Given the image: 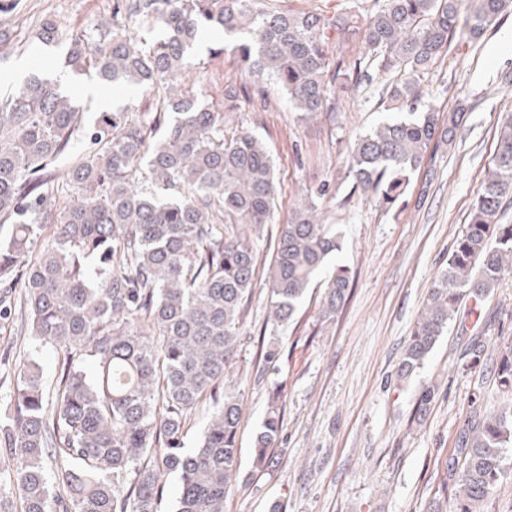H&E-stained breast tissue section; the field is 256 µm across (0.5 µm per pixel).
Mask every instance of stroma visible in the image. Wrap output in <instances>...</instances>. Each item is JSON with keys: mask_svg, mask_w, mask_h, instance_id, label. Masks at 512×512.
<instances>
[{"mask_svg": "<svg viewBox=\"0 0 512 512\" xmlns=\"http://www.w3.org/2000/svg\"><path fill=\"white\" fill-rule=\"evenodd\" d=\"M112 0H16L0 13V74L27 61L31 73L60 79L64 94L102 112L95 77L64 74L63 54L72 38L95 41L96 26L111 18ZM47 19L62 38L56 46H35L32 38ZM223 37L208 39L193 54L188 74L199 97L223 110L227 81L243 76ZM213 47L220 56H210ZM386 79L375 73L371 85L341 94L335 117L306 119L294 112L274 82L263 88L267 111L245 102L225 112L224 126L263 138L278 177L279 222L321 183L331 193L322 202L326 223L340 235L341 252L328 260L309 288L299 311L301 322L283 335L280 373H258V337L266 324L269 285L258 276L230 378L243 396L239 431L241 479L230 492L226 512H269L281 502L285 512H432L440 473L456 434L475 412L488 413L502 400L490 367L478 363L461 370L464 342L449 329L423 368L411 378L398 376L399 362L421 312L429 286L467 224V215L485 171L491 167L498 122L512 111V10L473 43L452 45L421 83L425 104L440 112L467 99L466 120L450 147L435 162H423L406 196L401 215L382 211L373 193L355 191L345 162L356 135L384 120L377 107ZM433 177H426L427 169ZM351 271L343 308L334 320L316 319L319 300L336 264ZM489 328L482 339L496 355L512 339V270L506 271L481 311ZM286 383L283 429L274 465L254 463L253 438L266 412L271 385ZM435 397L422 423L413 420L426 387Z\"/></svg>", "mask_w": 512, "mask_h": 512, "instance_id": "obj_1", "label": "stroma"}]
</instances>
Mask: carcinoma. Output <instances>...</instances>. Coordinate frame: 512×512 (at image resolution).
Returning <instances> with one entry per match:
<instances>
[{
    "label": "carcinoma",
    "instance_id": "1",
    "mask_svg": "<svg viewBox=\"0 0 512 512\" xmlns=\"http://www.w3.org/2000/svg\"><path fill=\"white\" fill-rule=\"evenodd\" d=\"M382 0L359 24L272 9L267 0H114L100 39L71 40L66 67L141 89L152 112L127 103L92 122L58 82L29 76L0 100V320L9 335L63 355L52 396L34 356L14 363L0 415V512H160L162 476L179 479L176 512H225L240 476V395L229 385L258 267L256 241L278 208L276 168L263 139L227 134L224 113L183 83L191 51L210 32L233 43L241 71L274 80L304 117L336 112V88L394 73L379 107L398 114L350 144L352 188L371 191L386 212L401 208L426 155L450 145L465 107L448 115L422 104L421 80L454 42L480 37L512 0ZM160 28L149 42L143 25ZM358 38L364 57L330 55L331 39ZM35 39L55 45L50 19ZM248 86H224L239 108ZM78 140L89 150L63 179L55 167ZM330 184L309 193L275 225L267 275L272 328L261 334L262 369L280 370L281 330L297 322L307 289L340 248L318 217ZM512 113L499 127L492 169L468 222L429 288L402 354L419 369L454 324L468 335L466 367L485 357L471 335L467 301H483L512 268ZM47 243L34 251L41 237ZM349 271L336 268L317 319L343 306ZM95 366L88 374L83 364ZM506 402L465 421L445 462L433 512H490L494 488L512 467V342L492 363ZM282 388L271 395L253 441L254 462L272 463L282 431ZM213 406L196 447L185 427Z\"/></svg>",
    "mask_w": 512,
    "mask_h": 512
}]
</instances>
